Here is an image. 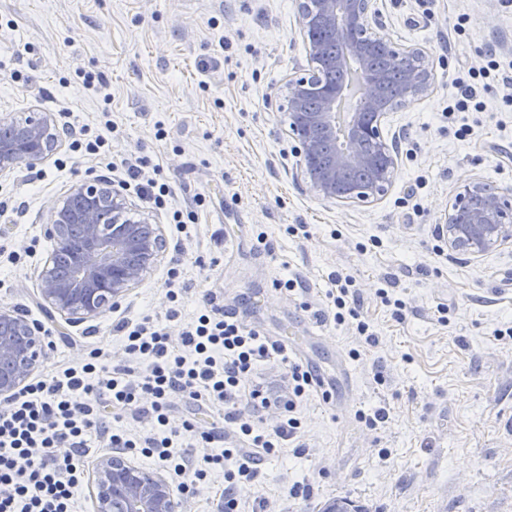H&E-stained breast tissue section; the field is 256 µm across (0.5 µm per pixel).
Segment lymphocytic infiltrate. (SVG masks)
<instances>
[{"label": "lymphocytic infiltrate", "instance_id": "obj_1", "mask_svg": "<svg viewBox=\"0 0 512 512\" xmlns=\"http://www.w3.org/2000/svg\"><path fill=\"white\" fill-rule=\"evenodd\" d=\"M146 166L143 160L120 164L126 183L149 204L168 205L169 185L149 176ZM332 281L335 290L327 298L337 324L355 320L358 334L374 344L354 280L336 275ZM168 297L165 322L146 317L113 325L128 356L125 364H112L101 348H92L82 361L28 380L0 409V512H77L92 437L99 447L137 452L168 469L188 497L209 470L223 469L224 512H242L239 488L258 484L262 458L298 438L296 412L314 387L311 371L214 304L171 338L165 323L181 311L177 292ZM273 362L285 367L282 395L268 393L261 378ZM177 397L192 415L176 428L169 413ZM216 403L224 407L223 422L199 428L196 413ZM248 407L254 413L276 408L280 419L264 427L245 415ZM130 411L153 421L155 432L142 437L120 429Z\"/></svg>", "mask_w": 512, "mask_h": 512}]
</instances>
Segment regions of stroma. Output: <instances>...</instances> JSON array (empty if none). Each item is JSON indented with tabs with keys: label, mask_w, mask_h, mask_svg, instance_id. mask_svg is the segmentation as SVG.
<instances>
[{
	"label": "stroma",
	"mask_w": 512,
	"mask_h": 512,
	"mask_svg": "<svg viewBox=\"0 0 512 512\" xmlns=\"http://www.w3.org/2000/svg\"><path fill=\"white\" fill-rule=\"evenodd\" d=\"M371 14L373 33L429 52L434 82L390 115L384 136L399 167L368 205L323 201L296 176L282 89L308 67L299 0H0V108L51 112L93 136L109 115L111 159L147 160L171 184L172 206L196 212L180 241L167 211L140 204L166 247L119 312L163 317L175 267L182 315L171 336L209 295L270 340L297 337L296 361L331 378L337 359L350 367L351 395L331 403L317 390L301 404L305 454L288 444L263 460L242 500L263 499L268 512H322L341 498L369 512H512V244L474 258L438 229L461 182L512 188V89L477 78L482 109L445 117L454 81L485 66L486 50L512 72V5L372 0ZM90 74L105 95L87 88ZM107 162L63 137L35 169L0 179V305L53 330L41 374L94 345L127 359L113 314L69 325L38 297L53 248L43 222L69 185L107 175ZM336 273L355 279L375 345L353 325L313 320ZM292 275L304 289L281 288ZM379 288L404 301L403 316L377 301ZM313 322L320 337L306 335ZM378 407L385 423L359 422L357 411ZM296 482L309 493L289 496Z\"/></svg>",
	"instance_id": "obj_1"
}]
</instances>
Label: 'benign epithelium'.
<instances>
[{"mask_svg":"<svg viewBox=\"0 0 512 512\" xmlns=\"http://www.w3.org/2000/svg\"><path fill=\"white\" fill-rule=\"evenodd\" d=\"M302 32L325 26L337 40L347 41L349 27L368 34L369 0H300ZM349 42V41H347ZM393 66L403 72V103L427 95L433 87V64L421 47L390 44ZM311 69L291 78L285 86L291 137L297 169L322 199L346 205L373 203L392 185L398 168L395 144L381 133L389 116L379 111L378 96L371 91L360 111L350 113L342 146L334 159L320 163L322 148L336 140V99L340 89L319 80L323 65H343L330 60L322 44L307 41ZM350 56L367 62L360 39L349 42ZM0 128L12 130L0 140V176L29 171L57 146L56 120L51 112H34L24 118L0 113ZM133 210L125 186L95 176L73 184L62 204L43 225L44 237L55 244L68 240L70 226L82 225L84 242L78 246L72 276H55L51 260L39 275L43 305L67 323L96 318L121 305L127 292L138 285L149 266L161 256L160 225L150 218L127 217ZM448 247L480 257L512 241V190H496L472 179L459 185L444 212ZM41 329L15 310L0 306V400L6 402L32 374L43 351ZM90 482L95 512H176L175 491L168 479L155 472L145 477L133 461L119 454L104 455L94 464Z\"/></svg>","mask_w":512,"mask_h":512,"instance_id":"7a95c632","label":"benign epithelium"}]
</instances>
